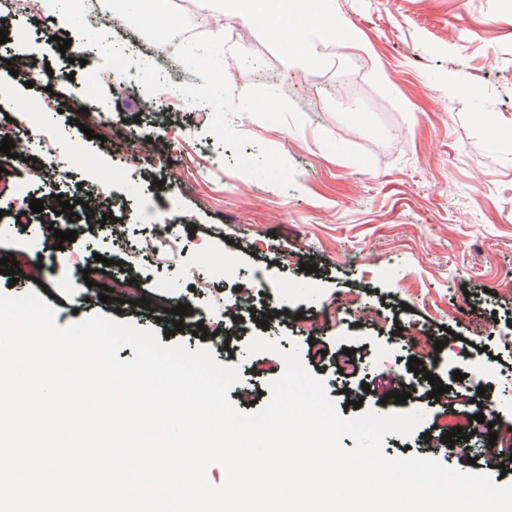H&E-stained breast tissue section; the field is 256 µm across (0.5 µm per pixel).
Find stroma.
Instances as JSON below:
<instances>
[{"instance_id":"stroma-1","label":"stroma","mask_w":512,"mask_h":512,"mask_svg":"<svg viewBox=\"0 0 512 512\" xmlns=\"http://www.w3.org/2000/svg\"><path fill=\"white\" fill-rule=\"evenodd\" d=\"M330 16L336 34L322 42V64L305 72L266 29L246 18L224 24L235 34L224 57L235 92L277 88L306 116L299 128L247 114L233 120L250 140L246 155L267 146L295 167V187L286 191L229 168L233 150L208 134L210 113L189 100L164 109L152 94L143 112L114 111L127 79L103 67L100 54L80 65L54 51L52 36H76L54 9L19 19L0 10L10 37L0 44V85L26 104L0 114V132L23 136L32 107L46 87L56 88L41 121L66 164L48 178L99 198L127 230L123 246L112 249L85 226L60 250L47 228L65 216L0 230V257L32 261L19 285L0 274V291L37 292L62 327L99 313L175 344L182 337L172 330L170 304L188 302L217 321L239 281H249L255 304L279 316L265 331L240 323V344L262 333L280 351L300 345L307 368L327 383L346 348L363 371L404 373L396 328L419 329L415 342L430 351L445 327L461 340L440 354L437 373L448 379L461 370L468 384L491 382L499 436L512 441V376L500 375L493 358L512 349V140L504 137L512 130V0H332ZM16 61L34 65L29 80L10 74ZM66 66L73 79L63 78ZM93 72L99 79L81 113L74 85ZM96 107L112 120V147L85 134L98 127ZM144 140L151 149L138 152ZM160 149L170 153V168L155 165ZM158 224L174 225L184 242L166 268L136 249ZM97 249L111 250V274L131 262L149 308L101 302L96 287L91 305L78 304L69 282ZM286 254L293 264L283 263ZM304 263L315 272L301 271ZM201 279L207 288H198ZM298 313L321 318L320 331L295 321ZM480 322L487 330L478 335ZM314 339L326 341L325 357L312 356ZM474 339L488 351L470 352ZM279 353L242 360L241 377L252 387L229 392L238 410L264 406L268 383L284 369ZM384 445L393 456L441 459L512 483V464L486 468L488 452L470 438L432 449L416 431L388 435Z\"/></svg>"}]
</instances>
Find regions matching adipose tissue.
I'll use <instances>...</instances> for the list:
<instances>
[{
	"mask_svg": "<svg viewBox=\"0 0 512 512\" xmlns=\"http://www.w3.org/2000/svg\"><path fill=\"white\" fill-rule=\"evenodd\" d=\"M328 0H209L207 7L216 20L258 18L266 27L288 36L287 48L305 66L321 59L317 41L334 34V27H320L318 19Z\"/></svg>",
	"mask_w": 512,
	"mask_h": 512,
	"instance_id": "ef3b65f1",
	"label": "adipose tissue"
}]
</instances>
